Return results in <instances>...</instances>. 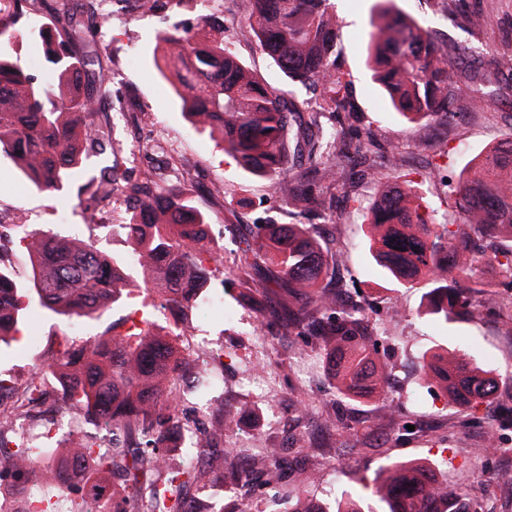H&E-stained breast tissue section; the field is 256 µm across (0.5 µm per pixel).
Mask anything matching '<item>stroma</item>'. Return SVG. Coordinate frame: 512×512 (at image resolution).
Segmentation results:
<instances>
[{
	"instance_id": "35a3bbf8",
	"label": "stroma",
	"mask_w": 512,
	"mask_h": 512,
	"mask_svg": "<svg viewBox=\"0 0 512 512\" xmlns=\"http://www.w3.org/2000/svg\"><path fill=\"white\" fill-rule=\"evenodd\" d=\"M377 2H334L341 27L337 51L351 75L356 107L344 121L372 132L384 148L399 149L402 165L391 170L382 156L371 165L359 163L346 185L349 200H337L333 216L319 220L318 232L323 241H336L341 251L333 282L361 292L369 304V317L381 336L379 356L392 367L388 401L377 393L351 398L338 393L331 383L328 355L317 345L287 334L280 306L255 308L226 281L254 224H298L302 218L283 205L266 179L242 169L209 131L183 115L171 81L155 65L159 33L174 22L197 29L201 12L151 14L120 8L117 0H105L97 8L104 24L91 45L98 49L101 67L110 79L111 94L103 98L101 109L114 115L113 139L130 149L127 162L133 175L149 171L159 184L169 186L177 178L167 166L168 157L191 166L194 187L187 197L204 213L209 237L223 247L208 292L223 295L235 320H222L204 307L180 331L206 340L209 352L222 354L219 369L224 382L204 400L181 389V421L207 426L215 406L238 413L237 426L224 433V445L231 448V461L238 469L259 449L283 451L280 483L249 496L225 480L222 469H208L191 490L195 512H287L283 498L287 492L321 505L344 493L365 498L369 492L364 481L413 460L428 463L466 500L478 504L480 512H512V325H507L502 312L451 321L427 315L423 289L397 287L370 263L371 227L364 217L377 192V177L395 173L437 218H458L453 188L461 172L486 148L512 138V95L497 93L498 85L512 78V65L491 61L492 52L512 44V0H395L405 15L430 29L447 50L449 89L477 87L485 98L484 105L460 117L419 124L393 110L366 67ZM248 13V0H222L214 12L230 49L273 87L316 103L317 90L290 85L261 51L248 26ZM473 13L480 15L482 24L469 33L458 21ZM80 186V180H73L62 198L41 192L0 153V212L17 213L24 223L54 233L94 236L108 255L131 261L122 212H115L108 229L91 231L89 214L75 207ZM69 326L64 317L41 309L30 311L28 321L19 325L21 341L0 348V373L19 383L26 381L47 355V343L62 341ZM31 333L36 334V342H25V335ZM437 345L449 357L475 362L496 376L494 398L461 411L449 406L441 390L419 387L422 355ZM252 366L267 377L257 391L242 381ZM407 417L413 430L402 428ZM489 431L496 435L491 449L480 443Z\"/></svg>"
}]
</instances>
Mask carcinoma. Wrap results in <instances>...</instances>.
<instances>
[{
  "instance_id": "cac0c4a2",
  "label": "carcinoma",
  "mask_w": 512,
  "mask_h": 512,
  "mask_svg": "<svg viewBox=\"0 0 512 512\" xmlns=\"http://www.w3.org/2000/svg\"><path fill=\"white\" fill-rule=\"evenodd\" d=\"M195 0H143L149 10L173 4L184 12ZM34 0H0V47L23 42L17 23ZM248 22L262 50L284 76L303 86L321 88L317 108L304 104L249 72L224 45V27L208 21L195 32L173 26L160 33L156 61L174 80L176 93L189 118L203 117L218 135L225 153L251 174L268 179L280 199L301 213L331 215L336 210V153L342 146L347 163L375 152L368 132L336 131L324 141L320 118L354 111L349 99L350 74L336 55L339 27L333 0H250ZM49 21L31 34L51 64L39 77L18 57L0 50V151L13 159L38 190L65 191L88 153H114L110 131L99 120L97 99L83 92L85 76L99 65L96 50L79 53L93 11H80L72 0H50ZM383 23L372 34L368 61L374 80L393 107L410 122L453 119L476 108L474 90L448 93L451 62L448 52L429 30L400 14L394 0H381ZM512 139L475 158L455 186L465 221L449 228L435 215L412 206L415 194L398 182L384 185L369 208L374 229L369 251L396 283L428 289L431 313L443 317L471 316L479 307L497 308L501 298L480 304L469 298L475 265L498 264L512 283V249L488 250L486 240L512 238ZM185 171L180 186H161L145 178L132 180L106 165L89 177L81 194L93 208L91 221L104 228L117 206L137 202L122 228L132 240L143 284H135L120 265L104 254L92 237L47 234L27 224H15L16 242L24 246L30 265L29 284L22 285L0 246V341L19 332L23 298L68 319H96L122 297L137 294L159 299L152 307L168 313L174 325H184L220 264L221 247L205 236L203 214L185 199ZM241 256L231 272L243 294L267 301L279 297L288 315V334L310 338L323 348L349 352L335 358L337 390L359 394L377 388L387 394L388 364L376 358V327L362 299L344 301L324 282L336 253L321 242L311 224L256 225L243 240ZM182 381L205 389L220 378L190 357L180 358L169 334L154 330L146 318L124 332L111 327L100 336L77 340L63 337L50 359L25 382L27 400L38 408L47 402L74 415L77 429L103 428V442L83 434L77 446L64 448L53 466L55 482L39 495L26 497L21 512H55L58 496L70 497L69 512H191L186 494L201 477L200 466L188 461L173 469L159 453L180 426L177 397L161 392L165 382ZM438 387L455 407L488 401L496 378L465 361H451L435 352L419 376ZM197 456L215 462L232 449L216 435L198 436ZM51 463L43 451L33 454L13 423L0 421V475L11 473L31 481ZM224 479L251 490L271 487L281 479L269 460V449L253 462V473L229 468ZM132 488L123 506L110 508L111 487ZM379 512H477L457 489L438 478L422 461L402 463L378 478L372 490ZM361 500L348 495L332 512H363Z\"/></svg>"
}]
</instances>
